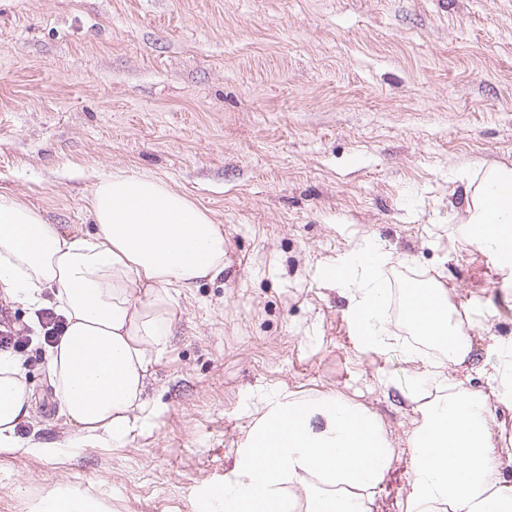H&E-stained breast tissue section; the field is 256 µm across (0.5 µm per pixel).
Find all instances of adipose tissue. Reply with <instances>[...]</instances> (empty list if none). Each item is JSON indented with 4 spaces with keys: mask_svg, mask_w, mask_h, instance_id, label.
<instances>
[{
    "mask_svg": "<svg viewBox=\"0 0 512 512\" xmlns=\"http://www.w3.org/2000/svg\"><path fill=\"white\" fill-rule=\"evenodd\" d=\"M92 232L66 234L25 202L0 195V294L35 304L51 292L67 326L46 363L58 414L72 426L63 441L29 443L30 454L60 458L67 448H109L135 429L154 363L175 320L173 291L224 271V234L207 210L148 174L100 176L90 194ZM457 237L497 255L512 274V167L485 171L467 202ZM389 256L374 243L337 260L325 279L349 288L347 317L361 345L381 349L392 331L381 276ZM436 288L406 291V322L416 335L446 346L454 362L471 350L452 325ZM431 300L422 310L421 299ZM438 395L422 402V387ZM410 392L421 421L411 452L407 512H512V487L491 443L485 399L448 383L445 364ZM32 391L19 355L0 354V454L14 452L16 430L31 417ZM393 450L375 416L333 396L277 399L241 450L234 477L210 491L206 512H371ZM298 484L299 493L285 491ZM32 512H105L92 495L66 487L39 496Z\"/></svg>",
    "mask_w": 512,
    "mask_h": 512,
    "instance_id": "adipose-tissue-1",
    "label": "adipose tissue"
}]
</instances>
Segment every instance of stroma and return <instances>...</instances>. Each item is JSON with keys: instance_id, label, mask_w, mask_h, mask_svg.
<instances>
[{"instance_id": "obj_1", "label": "stroma", "mask_w": 512, "mask_h": 512, "mask_svg": "<svg viewBox=\"0 0 512 512\" xmlns=\"http://www.w3.org/2000/svg\"><path fill=\"white\" fill-rule=\"evenodd\" d=\"M492 164L512 166V0H0V195L83 234L97 175L148 173L228 245L223 275L180 289L124 445L1 454L0 512L55 486L107 512H200L269 402L325 394L377 417L394 454L371 512H405L420 423L407 394L436 361L512 446L488 379L512 338V279L453 234L462 170ZM368 240L392 256L394 334L378 351L323 277ZM417 279L446 289L472 341L463 362L407 326ZM0 310L33 339L19 439H64L36 312L1 297Z\"/></svg>"}]
</instances>
